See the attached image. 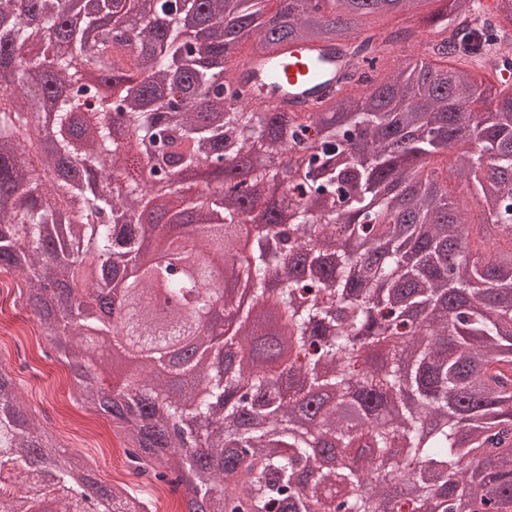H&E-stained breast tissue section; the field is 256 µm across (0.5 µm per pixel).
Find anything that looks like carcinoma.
<instances>
[{"instance_id":"cac0c4a2","label":"carcinoma","mask_w":512,"mask_h":512,"mask_svg":"<svg viewBox=\"0 0 512 512\" xmlns=\"http://www.w3.org/2000/svg\"><path fill=\"white\" fill-rule=\"evenodd\" d=\"M69 0H0V270L26 280L23 305L71 370L83 406L128 423L120 433L128 474L178 493L193 470L197 512H225L224 472L238 471L248 512H503L512 503V83L495 59L512 28V0L471 19L473 0H444L422 18L429 56L403 60L375 78L386 35L378 23L416 0H175L168 18L139 0H102L109 23L75 22ZM331 10L335 24L321 23ZM257 57L283 44L346 49L356 67L340 79L334 105L282 111L246 101L232 54ZM115 88L103 99L90 69ZM147 79L140 81V76ZM46 94L56 137L41 147L40 115L27 95ZM136 140L111 138L113 129ZM122 149L114 167L57 177L64 156ZM301 147L281 199L288 228L255 232L252 262L239 278L254 292L281 285L289 335L269 343L267 323L240 314L260 371L220 375L209 347L199 265L229 250L238 225L279 178L273 158ZM241 155L240 170L215 168ZM480 215L448 188L437 159ZM199 206L222 224H182ZM133 207L167 257L128 280L135 301L171 295L179 311L112 326L96 313L99 293L143 254V224L120 219ZM281 263L268 264V236ZM87 284L81 297L72 287ZM112 337V359L150 374L127 394L103 383L97 361L69 337ZM411 385V400L401 399ZM192 411L205 430L197 457L170 423ZM37 424L8 371H0V512H80L93 483L82 453L39 441ZM395 470L378 474L394 439ZM366 440L370 452L341 459ZM321 442L336 464L315 473Z\"/></svg>"}]
</instances>
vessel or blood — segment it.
I'll return each instance as SVG.
<instances>
[{
	"label": "vessel or blood",
	"mask_w": 512,
	"mask_h": 512,
	"mask_svg": "<svg viewBox=\"0 0 512 512\" xmlns=\"http://www.w3.org/2000/svg\"><path fill=\"white\" fill-rule=\"evenodd\" d=\"M349 65L344 51L290 45L279 55L246 59L240 71L249 79L252 104L308 110L334 94L337 75Z\"/></svg>",
	"instance_id": "obj_1"
}]
</instances>
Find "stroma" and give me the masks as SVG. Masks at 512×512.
I'll list each match as a JSON object with an SVG mask.
<instances>
[{
	"label": "stroma",
	"instance_id": "stroma-1",
	"mask_svg": "<svg viewBox=\"0 0 512 512\" xmlns=\"http://www.w3.org/2000/svg\"><path fill=\"white\" fill-rule=\"evenodd\" d=\"M23 359L39 370L40 380L18 371ZM0 361L13 366L21 397L41 425L53 428L63 447L79 450L103 481L127 480L122 442L110 417L77 402L68 366L56 360L37 323L21 327L11 317L0 316Z\"/></svg>",
	"mask_w": 512,
	"mask_h": 512
}]
</instances>
